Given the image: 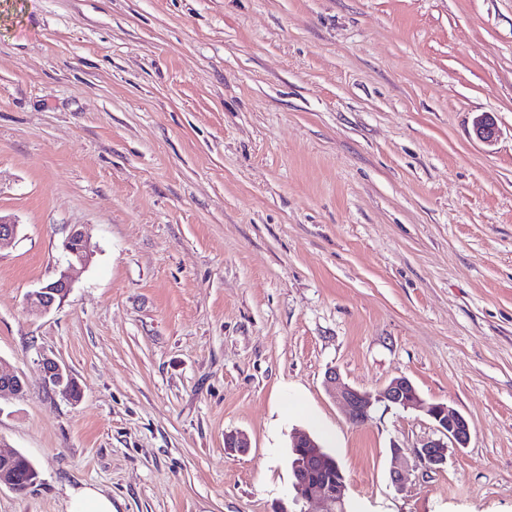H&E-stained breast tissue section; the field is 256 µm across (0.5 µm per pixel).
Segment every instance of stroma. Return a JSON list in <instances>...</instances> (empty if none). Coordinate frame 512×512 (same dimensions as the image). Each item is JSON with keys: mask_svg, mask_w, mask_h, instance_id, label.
I'll return each mask as SVG.
<instances>
[{"mask_svg": "<svg viewBox=\"0 0 512 512\" xmlns=\"http://www.w3.org/2000/svg\"><path fill=\"white\" fill-rule=\"evenodd\" d=\"M0 214V359L27 380L0 452L38 472L0 512L83 482L115 512H279L299 432L346 512H512V0H0ZM76 226L91 262L32 313ZM331 368L409 377L467 447L393 485L433 422L349 421ZM41 366L46 386L69 399L79 398V387L64 365L53 358L44 357L41 360Z\"/></svg>", "mask_w": 512, "mask_h": 512, "instance_id": "stroma-1", "label": "stroma"}]
</instances>
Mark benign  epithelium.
I'll list each match as a JSON object with an SVG mask.
<instances>
[{"label": "benign epithelium", "mask_w": 512, "mask_h": 512, "mask_svg": "<svg viewBox=\"0 0 512 512\" xmlns=\"http://www.w3.org/2000/svg\"><path fill=\"white\" fill-rule=\"evenodd\" d=\"M474 132L479 140L489 143L496 138L497 127L491 117L484 115L477 119ZM64 250L69 254L68 266L59 271L55 280L28 295L31 307L39 313H47L64 301L71 290V270L75 265H84L89 261L90 251L86 232L73 229L64 242ZM41 366L46 386L69 399L79 398V387L64 365L53 358L44 357ZM25 387L26 379L23 376L0 370L1 399L17 397ZM337 401L345 416L355 422L369 419L377 403L404 409H418L434 422L436 431L440 434L439 438L424 442L416 448H392L394 466L391 480L395 485L399 483L401 476L399 464L405 459L406 454H412L425 467L436 470L444 463L448 443H453L456 448H464L470 439V425L463 415L448 411V405L444 403L424 401L412 381L406 377L393 379L376 394L343 385L337 394ZM293 448L298 451L300 457L295 463L294 470V502L318 501L322 504L323 512H344L347 491L344 476L323 482L301 479V475L314 469L331 468L342 472L336 459L306 434L294 441ZM16 457L15 453L0 454V460L6 465V468L0 470V486L5 485L13 490L20 481L18 473L10 468V463Z\"/></svg>", "instance_id": "7a95c632"}]
</instances>
